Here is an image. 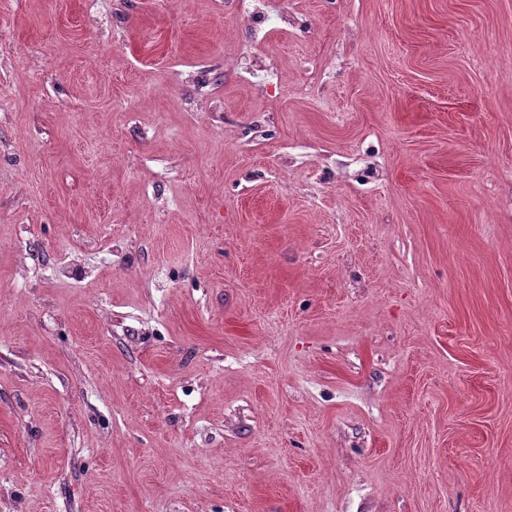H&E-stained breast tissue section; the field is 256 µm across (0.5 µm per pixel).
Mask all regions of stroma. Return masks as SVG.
<instances>
[{
    "label": "stroma",
    "instance_id": "1",
    "mask_svg": "<svg viewBox=\"0 0 512 512\" xmlns=\"http://www.w3.org/2000/svg\"><path fill=\"white\" fill-rule=\"evenodd\" d=\"M280 9L0 0V512H512V0ZM230 4L237 15L252 22L250 47L263 45L273 26L283 19V15L274 14L268 0H235L224 2Z\"/></svg>",
    "mask_w": 512,
    "mask_h": 512
}]
</instances>
